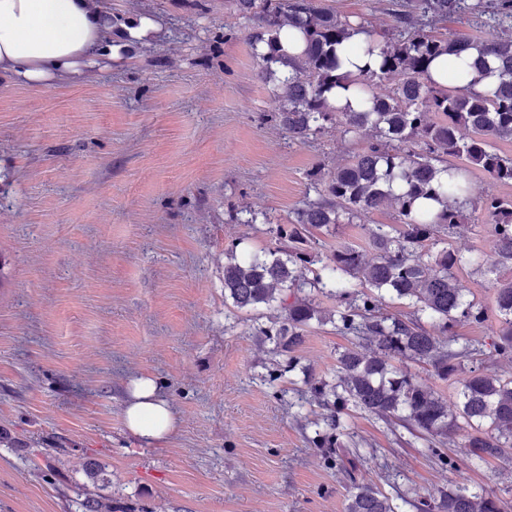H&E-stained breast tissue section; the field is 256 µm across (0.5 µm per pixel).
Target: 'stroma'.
Instances as JSON below:
<instances>
[{"instance_id":"obj_1","label":"stroma","mask_w":512,"mask_h":512,"mask_svg":"<svg viewBox=\"0 0 512 512\" xmlns=\"http://www.w3.org/2000/svg\"><path fill=\"white\" fill-rule=\"evenodd\" d=\"M113 17L152 16L140 49L84 76L0 84V512H81L86 466H101L107 512H345L353 485L399 498L400 512L456 482L512 503V465L437 466L402 426L349 409L352 475L314 448L322 409L305 373L334 381L350 338L312 324L300 366L257 333L279 308L224 298L225 251L280 250L275 229L308 195L309 175L360 152L325 125L289 141L276 84L229 0H107ZM337 15L391 29L393 0H322ZM464 224L439 247L489 256L482 201L512 185L473 169ZM385 208L323 248L373 256ZM154 378L177 431L159 448L124 426L127 385Z\"/></svg>"}]
</instances>
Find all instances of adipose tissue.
<instances>
[{
    "instance_id": "ef3b65f1",
    "label": "adipose tissue",
    "mask_w": 512,
    "mask_h": 512,
    "mask_svg": "<svg viewBox=\"0 0 512 512\" xmlns=\"http://www.w3.org/2000/svg\"><path fill=\"white\" fill-rule=\"evenodd\" d=\"M365 47V34L354 32L337 49L342 80L329 101L338 110L363 109L355 80L369 63ZM112 48L103 0H0V80L50 86L94 68ZM124 423L144 443L161 446L179 420L159 384L141 376L130 385Z\"/></svg>"
}]
</instances>
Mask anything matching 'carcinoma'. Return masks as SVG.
I'll list each match as a JSON object with an SVG mask.
<instances>
[{"label":"carcinoma","mask_w":512,"mask_h":512,"mask_svg":"<svg viewBox=\"0 0 512 512\" xmlns=\"http://www.w3.org/2000/svg\"><path fill=\"white\" fill-rule=\"evenodd\" d=\"M238 15L251 22L246 37L262 62V76L276 81L279 125L288 140L305 144L325 122L338 123L347 134L360 135L365 146L353 160L327 174H313L315 199L306 200L289 224L277 225L288 248L270 255L239 259L229 251L224 264V299L238 309L257 310L274 303L284 317L261 335L288 353V368L298 364L312 321L331 323L342 336L357 340L337 358L336 382L316 380L313 398L325 410L314 422L317 448L341 460L337 450L347 437L344 410L354 407L386 423H401L428 443L427 451L441 466L452 465L444 446L462 429L460 447L473 466L512 462V378L500 379L475 367L465 368L487 353L512 359V281L495 291L493 309L466 298L457 281L464 267L488 264L512 269V198L489 196L482 209L492 225L494 253L465 257L444 247L435 253L426 242L462 223L458 198L467 192L465 162L491 178L512 183V157L494 150L496 140H512V0H400L392 13L393 28L381 35L364 22L343 20L319 0H232ZM474 18L494 32L491 37L448 34L433 29L442 22ZM296 28L305 37L301 59L288 60L281 31ZM370 36L366 54L380 57L376 70L359 79L366 100L362 112H341L327 94L336 87V46L352 31ZM476 47V72L496 78L490 91L475 88L469 72L458 79L465 86L442 88L425 81L430 64L442 56ZM395 81L391 94L373 91L378 82ZM435 113L438 119L430 118ZM448 172V179L438 177ZM437 202V212L417 202ZM393 207L401 228L377 224L368 229L375 257L357 248L331 251L301 247L312 229H330ZM336 299V310L324 312L315 294ZM404 302L409 312H385L387 301ZM496 318L499 330L489 348L453 334L464 319L481 325ZM428 366L441 380L460 375L458 413L446 400L392 360ZM82 512H101L100 496L87 486L78 489ZM417 512H505L494 492L448 484L438 495L413 504ZM345 512H397L391 497L357 486Z\"/></svg>","instance_id":"carcinoma-1"}]
</instances>
